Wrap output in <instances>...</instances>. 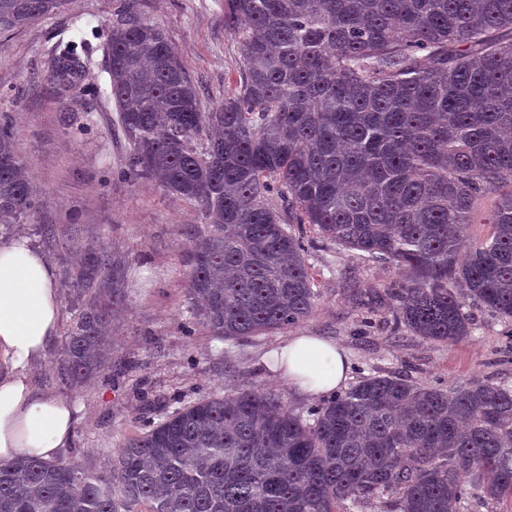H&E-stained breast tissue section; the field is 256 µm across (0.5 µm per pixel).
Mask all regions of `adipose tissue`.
Here are the masks:
<instances>
[{"mask_svg": "<svg viewBox=\"0 0 512 512\" xmlns=\"http://www.w3.org/2000/svg\"><path fill=\"white\" fill-rule=\"evenodd\" d=\"M61 288L48 255L29 238L0 239V460H55L74 435L77 409L67 398L35 389L32 367L58 337ZM296 393L318 397L347 380L343 349L322 336L299 334L271 353Z\"/></svg>", "mask_w": 512, "mask_h": 512, "instance_id": "adipose-tissue-1", "label": "adipose tissue"}]
</instances>
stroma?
Masks as SVG:
<instances>
[{
  "label": "stroma",
  "mask_w": 512,
  "mask_h": 512,
  "mask_svg": "<svg viewBox=\"0 0 512 512\" xmlns=\"http://www.w3.org/2000/svg\"><path fill=\"white\" fill-rule=\"evenodd\" d=\"M139 17L167 32L202 105L221 103L236 86L239 39L224 22V0H134ZM115 0H67L61 11L0 37V115L16 131V150L41 193L37 212L10 235L35 237L39 224L79 225L86 239L105 238L129 268L125 297L112 312V356L79 387L56 379L59 348L31 376L41 390L71 399L78 408L74 436L58 460L98 472L144 421L160 420L177 397L223 395L249 386L280 394L298 410L313 399L295 393L263 359L287 337L330 338L347 353L350 382L391 375L422 384L458 387L473 379L512 383V322L467 302L468 338L428 342L396 328L390 310L367 314L351 283L380 287L393 268L365 263L357 252L316 239L308 263L319 300L298 325L243 340H221L205 328L185 335L189 316L183 234L203 223L198 204L165 191L151 179H123L130 152L117 130L114 108L90 93L105 85V44ZM80 36L91 47L85 79L63 87L52 76L51 51Z\"/></svg>",
  "instance_id": "1"
}]
</instances>
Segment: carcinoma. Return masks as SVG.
<instances>
[{
	"mask_svg": "<svg viewBox=\"0 0 512 512\" xmlns=\"http://www.w3.org/2000/svg\"><path fill=\"white\" fill-rule=\"evenodd\" d=\"M66 0H0V35ZM237 29V87L204 110L158 25L120 0L106 87L131 151L124 174L200 205L191 225L190 316L222 340L295 325L318 301L295 226L392 266L357 293L414 336L471 333L466 294L512 321V0H224ZM82 41L54 46L71 87ZM496 197L492 233L466 245L478 202ZM39 192L0 119V224ZM76 301L60 355L63 385L112 354V305L127 266L79 225L40 228ZM512 501V387L448 390L368 376L298 411L261 387L183 404L123 442L107 470L0 461V512H467L475 494Z\"/></svg>",
	"mask_w": 512,
	"mask_h": 512,
	"instance_id": "1",
	"label": "carcinoma"
}]
</instances>
